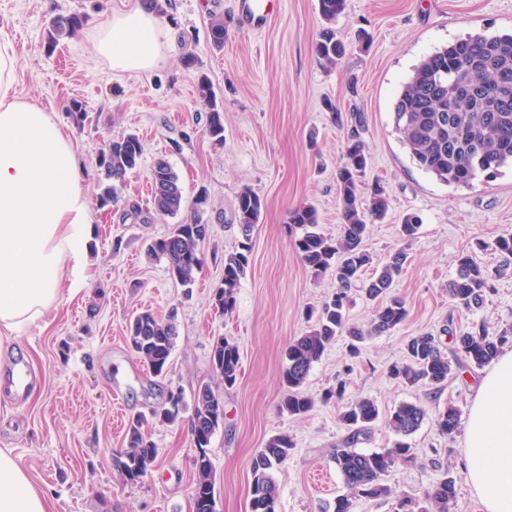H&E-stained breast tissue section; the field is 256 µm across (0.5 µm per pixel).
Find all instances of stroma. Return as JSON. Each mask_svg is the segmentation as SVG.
I'll return each mask as SVG.
<instances>
[{
    "mask_svg": "<svg viewBox=\"0 0 512 512\" xmlns=\"http://www.w3.org/2000/svg\"><path fill=\"white\" fill-rule=\"evenodd\" d=\"M126 2L0 0V37L14 45L17 90L56 112L87 174L94 271L88 288L63 295L12 342L10 366L24 365L32 380L20 397L0 389V448L13 449L50 498L52 512H193L196 450L189 423L163 422L152 412L171 391L192 402L206 383L224 401V423L208 449L218 512H250L251 460L281 433L294 446L273 471L276 512H333L346 489L331 453L347 432L338 404L320 397L342 380L346 399L370 397L384 413L418 401L429 413L408 439L413 460L397 462L384 478L392 495L354 499L352 512H397L402 500L413 512H427L425 494L447 472L456 478L448 512H482L461 468L463 432L442 436L433 421L450 404L467 421L482 369L449 379L436 392L394 380L388 369L402 359L406 342L422 333L481 323L493 335L512 328V273L494 280L481 307L465 310L448 296L460 254L491 269L502 262L491 244L512 233V165L467 187L445 184L413 162L394 128L393 106L426 56L476 32L511 33L512 0H346L336 28L347 53L331 67L315 55L317 0H274L257 28L244 18L240 0H171L161 20L173 49L143 74L113 71L94 49V27ZM72 13L83 15L82 26L48 50L50 22ZM216 15L226 26L220 51L209 39ZM189 55L194 65H186ZM202 75L224 112L220 145L204 133L207 110L197 91ZM77 101L89 114L82 126L70 114ZM354 112L366 120L365 181L380 182L390 202L365 245L378 263L396 250L407 253L392 288L407 315L391 331L367 339L357 357L348 355L345 339L329 345L305 383L318 402L306 416L293 417L281 409L284 352L310 330V312L320 310L336 284L327 275L314 278L302 263L288 215L300 204L314 205L320 231L336 236V170ZM128 133L140 137L143 161L127 173L117 202L99 208V154L108 140ZM159 158L177 171L186 198L202 189L209 198L202 218L210 234L189 289L171 277L166 260L146 252L173 225L149 205L150 170ZM246 186L261 197L263 209L236 308L222 316L214 292L223 280L224 256L238 244L234 208ZM409 214L422 219L411 241L399 232ZM144 310L177 323L172 356L159 376L128 341L130 318ZM221 336L241 356L230 388L212 368V346ZM137 414L146 417L145 430L159 453L146 477L129 484L115 458L126 448L127 425Z\"/></svg>",
    "mask_w": 512,
    "mask_h": 512,
    "instance_id": "stroma-1",
    "label": "stroma"
}]
</instances>
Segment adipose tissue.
I'll return each mask as SVG.
<instances>
[{"mask_svg":"<svg viewBox=\"0 0 512 512\" xmlns=\"http://www.w3.org/2000/svg\"><path fill=\"white\" fill-rule=\"evenodd\" d=\"M113 70L147 73L165 56L166 32L143 0L96 28ZM16 57L0 39V343L43 319L62 292L92 279L86 178L59 121L16 90ZM465 476L484 512H512V350L482 377L465 428ZM11 449L0 448V512H50Z\"/></svg>","mask_w":512,"mask_h":512,"instance_id":"ef3b65f1","label":"adipose tissue"}]
</instances>
